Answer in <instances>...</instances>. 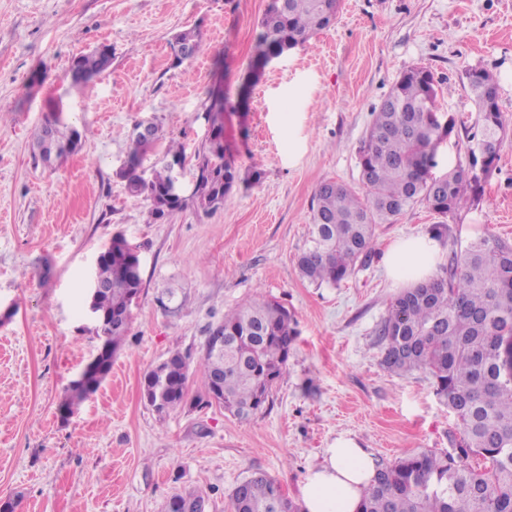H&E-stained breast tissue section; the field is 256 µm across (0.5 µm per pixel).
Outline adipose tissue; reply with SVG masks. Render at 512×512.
<instances>
[{"instance_id":"obj_1","label":"adipose tissue","mask_w":512,"mask_h":512,"mask_svg":"<svg viewBox=\"0 0 512 512\" xmlns=\"http://www.w3.org/2000/svg\"><path fill=\"white\" fill-rule=\"evenodd\" d=\"M442 247L432 236L408 237L388 246L383 262L390 278L401 284L426 281ZM375 474L370 454L353 438L337 437L323 462L311 468L301 487L305 512H356L362 490Z\"/></svg>"}]
</instances>
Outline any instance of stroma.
<instances>
[{"instance_id": "obj_1", "label": "stroma", "mask_w": 512, "mask_h": 512, "mask_svg": "<svg viewBox=\"0 0 512 512\" xmlns=\"http://www.w3.org/2000/svg\"><path fill=\"white\" fill-rule=\"evenodd\" d=\"M268 0H0V503L13 512H161L194 490L209 512H233L232 493L254 472L299 501L309 466L342 434L374 461L451 450L457 419L432 379L381 364L375 329L399 293L382 265L393 241L450 224L443 249L479 237L512 241V130L481 198L442 217L419 205L376 227L374 253L340 286L302 279L318 186L360 187L357 151L372 108L401 70L438 80L437 105L457 125L437 170L466 160L476 112L465 74L512 66V0H341L332 24L249 84L244 109L224 115L241 180L223 207L190 206L162 220L117 172L135 123L194 152L208 127L204 91L229 100L248 84ZM199 29L204 54L176 63L179 32ZM105 47L111 66L85 86L72 59ZM84 131L63 163L34 155L46 121ZM136 247L143 278L130 330L98 392L68 420L71 380L100 344L85 317L91 265L115 235ZM284 303L297 336L271 405L248 420L198 407L206 330L256 293ZM188 357V397L158 415L145 375L171 353Z\"/></svg>"}]
</instances>
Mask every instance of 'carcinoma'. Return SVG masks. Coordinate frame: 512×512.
<instances>
[{
  "mask_svg": "<svg viewBox=\"0 0 512 512\" xmlns=\"http://www.w3.org/2000/svg\"><path fill=\"white\" fill-rule=\"evenodd\" d=\"M340 0H269L255 36L251 61L254 78L266 56L291 50L330 26ZM183 63L205 51L200 33H179L173 45ZM111 53L102 48L74 58L68 75L74 85L109 68ZM468 88L477 116L467 134V165L434 172L441 142L455 127L439 111L434 75L415 65L399 79L372 111V122L358 150L364 192L325 181L312 204L307 246L296 258L301 277L320 287L335 286L365 264L374 246L376 225L423 204L446 216L480 194L481 181L496 168L512 115L498 104L492 74L468 72ZM224 87L206 90L204 119L209 128L195 152L193 189L183 195L177 171L188 164L185 148L170 146L161 161L144 168V156L158 138H136L117 172L128 192L150 200L151 215L162 220L192 203L204 211L224 206L239 180L227 153ZM83 134L63 132L58 120L36 134L41 158L48 162L77 151ZM136 249L125 237L112 238L101 252L96 278L102 285L95 304L100 316L96 335L102 340L96 357L101 372L67 387L61 407L75 410L98 392L104 373L128 334V315L142 288L140 269L131 262ZM224 332V356L202 353L205 378L223 373L225 410L248 419L268 407L276 381L288 365L297 336L294 315L281 302L263 294L224 312L208 333ZM382 345L381 364L390 372L427 373L440 401L456 416L460 436L451 452L412 454L393 463L375 464L376 475L363 489L357 512H512V244L483 237L453 250L441 274L403 289L390 302L376 328ZM189 367L186 357L171 354L144 378L148 404L163 415L182 405ZM479 458L484 465L473 466ZM234 512H298L275 480L255 472L235 488Z\"/></svg>",
  "mask_w": 512,
  "mask_h": 512,
  "instance_id": "cac0c4a2",
  "label": "carcinoma"
}]
</instances>
